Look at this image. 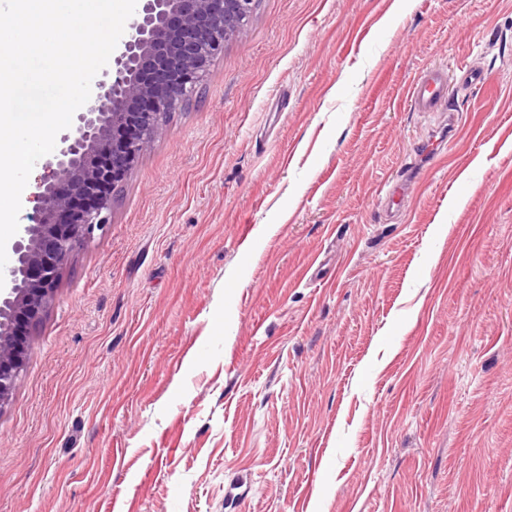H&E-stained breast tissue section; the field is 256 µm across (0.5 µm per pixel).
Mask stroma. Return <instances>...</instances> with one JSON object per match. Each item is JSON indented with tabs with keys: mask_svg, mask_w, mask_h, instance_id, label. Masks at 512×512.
Here are the masks:
<instances>
[{
	"mask_svg": "<svg viewBox=\"0 0 512 512\" xmlns=\"http://www.w3.org/2000/svg\"><path fill=\"white\" fill-rule=\"evenodd\" d=\"M433 63L490 82L391 215ZM0 512H512V0H257L62 272Z\"/></svg>",
	"mask_w": 512,
	"mask_h": 512,
	"instance_id": "stroma-1",
	"label": "stroma"
}]
</instances>
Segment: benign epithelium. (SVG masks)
<instances>
[{
  "label": "benign epithelium",
  "instance_id": "benign-epithelium-1",
  "mask_svg": "<svg viewBox=\"0 0 512 512\" xmlns=\"http://www.w3.org/2000/svg\"><path fill=\"white\" fill-rule=\"evenodd\" d=\"M112 75L80 108L73 133L43 158L31 223L14 242L0 289V412L11 402L32 331L52 308L63 269L108 224L127 173L164 116L196 92L256 0H140Z\"/></svg>",
  "mask_w": 512,
  "mask_h": 512
}]
</instances>
